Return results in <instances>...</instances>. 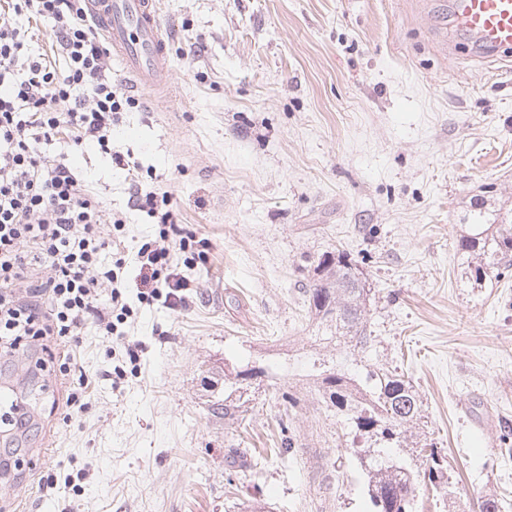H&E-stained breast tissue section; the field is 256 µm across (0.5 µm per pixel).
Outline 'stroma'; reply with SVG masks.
I'll use <instances>...</instances> for the list:
<instances>
[{"instance_id":"35a3bbf8","label":"stroma","mask_w":512,"mask_h":512,"mask_svg":"<svg viewBox=\"0 0 512 512\" xmlns=\"http://www.w3.org/2000/svg\"><path fill=\"white\" fill-rule=\"evenodd\" d=\"M448 0H160L172 83L114 129L144 190L171 192L205 265H179L184 303L140 304L137 252L155 239L108 157L62 140L90 191L126 213L120 246L134 315L77 353L90 405L63 422L66 387L34 359L0 357V391L27 416L0 432V512H373L357 449L316 381L386 370L409 380L423 428L396 456L435 449L451 489L415 512L512 501V269L474 283L456 241L471 199L512 205V59L443 55ZM345 251L370 290L364 353L314 343L313 257ZM137 352L134 371H107ZM251 367L242 411L214 415ZM291 449H284V440ZM241 452L256 466L246 478ZM53 473L78 493L45 495Z\"/></svg>"}]
</instances>
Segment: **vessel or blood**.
<instances>
[{
	"label": "vessel or blood",
	"mask_w": 512,
	"mask_h": 512,
	"mask_svg": "<svg viewBox=\"0 0 512 512\" xmlns=\"http://www.w3.org/2000/svg\"><path fill=\"white\" fill-rule=\"evenodd\" d=\"M86 9L134 88L155 97L170 87L158 0H86ZM446 29L470 41L483 58L505 57L512 53V0H449Z\"/></svg>",
	"instance_id": "vessel-or-blood-1"
}]
</instances>
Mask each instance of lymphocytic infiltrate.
I'll list each match as a JSON object with an SVG mask.
<instances>
[{
  "label": "lymphocytic infiltrate",
  "mask_w": 512,
  "mask_h": 512,
  "mask_svg": "<svg viewBox=\"0 0 512 512\" xmlns=\"http://www.w3.org/2000/svg\"><path fill=\"white\" fill-rule=\"evenodd\" d=\"M50 21L62 64L29 47L20 17ZM106 44L84 0H0V354L26 356L69 385L74 413L89 405L85 375L72 352L87 326L113 336L132 313L118 254L125 214L89 191L65 155L51 146L93 145L127 172L138 165L118 151L112 129L138 98L112 79ZM135 210L156 219L158 236L142 244L145 304H181L175 253L206 263L193 234L179 226L170 192L134 187ZM111 262H103L105 251Z\"/></svg>",
  "instance_id": "1"
}]
</instances>
